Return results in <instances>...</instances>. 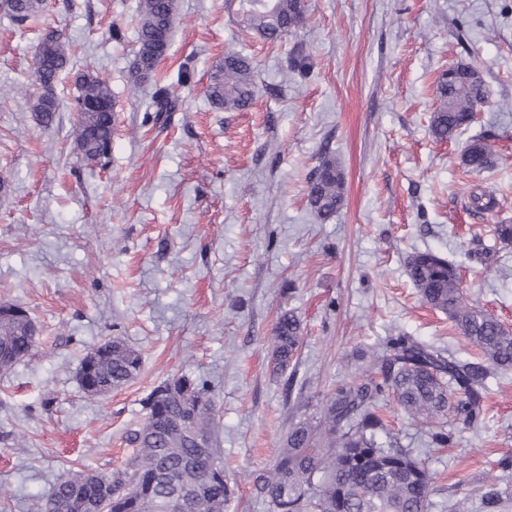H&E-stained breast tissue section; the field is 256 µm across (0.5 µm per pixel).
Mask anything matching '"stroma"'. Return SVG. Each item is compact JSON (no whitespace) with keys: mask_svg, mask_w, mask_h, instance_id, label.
<instances>
[{"mask_svg":"<svg viewBox=\"0 0 512 512\" xmlns=\"http://www.w3.org/2000/svg\"><path fill=\"white\" fill-rule=\"evenodd\" d=\"M309 18L275 47L242 30L229 0H178L155 78L178 108L154 120L131 92L136 0H45L17 24L0 10V305L25 307L33 355L0 371V487L5 512H37L65 472L124 466L141 401L186 373L207 381L233 494L225 512H273L259 478L293 423L353 374L359 351L406 334L462 361L474 346L423 303L408 257L433 251L458 269L469 301L512 327V246L489 261L491 225L512 224V0H307ZM71 46L41 126L28 99L34 50L48 31ZM307 57L291 71L289 52ZM255 58L254 105H211L206 83L227 52ZM472 67L487 89L471 125L438 141V78ZM188 69L186 84L177 73ZM112 90L116 131L104 164L77 154L75 75ZM484 139L495 164L466 172ZM345 177L336 217L306 198L322 151ZM496 208L466 210L474 187ZM294 311L303 339L273 373L270 338ZM112 336L142 359L139 375L103 398L77 380L84 355ZM381 415L434 477L430 512H512V370L489 383L487 417L434 447L395 403Z\"/></svg>","mask_w":512,"mask_h":512,"instance_id":"1","label":"stroma"}]
</instances>
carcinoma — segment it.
<instances>
[{"mask_svg":"<svg viewBox=\"0 0 512 512\" xmlns=\"http://www.w3.org/2000/svg\"><path fill=\"white\" fill-rule=\"evenodd\" d=\"M43 0H3L7 14L20 24L37 19ZM305 0H239L244 28L271 43L287 39L305 20ZM178 14L177 0H137L138 48L131 72L132 91H144L158 63L170 48ZM71 64L63 37L48 33L35 51V76L42 92L33 99L37 119L49 125L58 110L53 87ZM75 149L89 164H99L112 151L114 104L108 84L86 72L77 75ZM440 106L430 131L448 141L474 120V109L486 97L480 76L458 65L438 79ZM210 102L226 111L249 108L256 96L250 57L231 53L212 73L206 87ZM155 120L177 108L170 88L150 92ZM467 171L492 167L491 153L480 138L462 155ZM344 175L331 156H322L308 178V205L323 223L336 216L344 202ZM468 205L491 211L495 196L472 192ZM495 243L512 245V224L490 229ZM406 272L422 301L448 314L459 333L478 350L472 362L412 336H391L369 364L325 395L318 416L301 419L288 430L285 445L263 477L274 512H429L433 476L410 448L383 446L377 434L384 423L380 405L392 399L412 422L428 428L431 443L445 448L454 439L448 424L471 429L484 422L487 380L512 369V329L497 317L468 302L457 268L430 252H415ZM302 322L293 312L279 315L273 328L271 364L284 373L302 342ZM36 346L27 311L11 305L0 313V369L29 357ZM141 356L121 337L112 336L86 353L78 377L88 376L106 396L140 373ZM143 418L126 435L134 448L125 466L110 474L112 495L102 497L80 473L60 476L40 502L39 512H176L181 492L191 497L190 512H224L232 489L218 448V422L213 395L203 380L174 375L142 401Z\"/></svg>","mask_w":512,"mask_h":512,"instance_id":"1","label":"carcinoma"}]
</instances>
